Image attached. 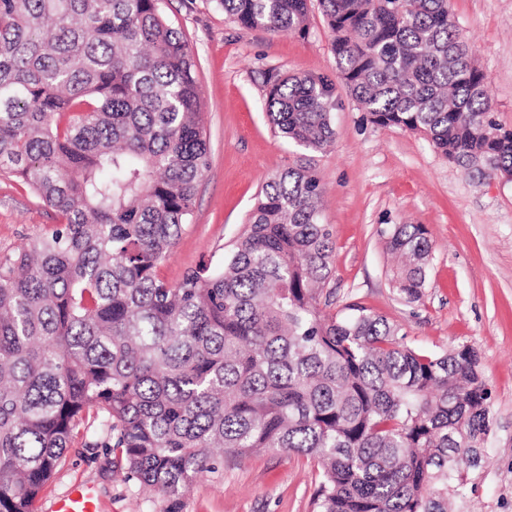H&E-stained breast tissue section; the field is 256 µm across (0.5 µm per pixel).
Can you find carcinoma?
Wrapping results in <instances>:
<instances>
[{"mask_svg":"<svg viewBox=\"0 0 512 512\" xmlns=\"http://www.w3.org/2000/svg\"><path fill=\"white\" fill-rule=\"evenodd\" d=\"M232 21L307 31L311 0H215ZM372 123L426 136L476 177L512 178V129L449 0H317ZM332 82L275 75L271 125L305 161L267 178L232 252L159 276L209 167L196 64L159 0H0V172L58 222L0 254V512H36L99 420L112 468L166 512L215 452L314 460L315 512H448L490 430L476 349L427 352L364 307L320 298L335 243L313 157L336 138ZM393 288L420 299L421 224L383 230Z\"/></svg>","mask_w":512,"mask_h":512,"instance_id":"cac0c4a2","label":"carcinoma"}]
</instances>
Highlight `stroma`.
Instances as JSON below:
<instances>
[{
    "mask_svg": "<svg viewBox=\"0 0 512 512\" xmlns=\"http://www.w3.org/2000/svg\"><path fill=\"white\" fill-rule=\"evenodd\" d=\"M476 59L489 77L491 112L512 128V0H450ZM197 63L209 167L192 221L159 269L169 284L231 252L263 182L301 152L269 123L267 72L323 75L336 85V141L314 157L322 216L335 239L324 313L356 304L398 326L408 344L443 352L473 346L490 393L491 431L454 512H512V180L481 181L439 155L420 134L373 124L341 82L331 33L312 10L307 34L248 29L214 0H161ZM57 219L32 191L0 174V253L51 232ZM421 224L432 263L420 300L390 282L395 263L380 230ZM99 424L75 436L36 512H52L71 488L90 484L98 512H166V498L145 491L106 463ZM183 496L182 512H314L313 463L285 449L217 461Z\"/></svg>",
    "mask_w": 512,
    "mask_h": 512,
    "instance_id": "stroma-1",
    "label": "stroma"
}]
</instances>
